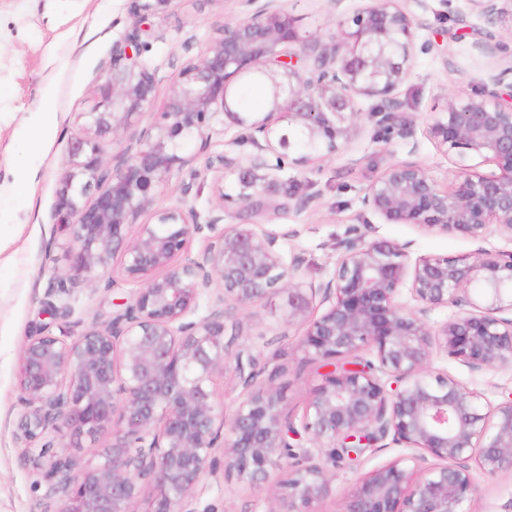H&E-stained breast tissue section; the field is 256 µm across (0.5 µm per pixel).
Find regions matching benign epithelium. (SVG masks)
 <instances>
[{
	"label": "benign epithelium",
	"mask_w": 512,
	"mask_h": 512,
	"mask_svg": "<svg viewBox=\"0 0 512 512\" xmlns=\"http://www.w3.org/2000/svg\"><path fill=\"white\" fill-rule=\"evenodd\" d=\"M137 28L112 47L82 134L71 143V167L58 191L59 225L68 231V268L53 277L45 308L65 322V301L120 259L122 278L139 285L129 303L70 340L44 329L22 346L17 384L18 429L43 467L53 512H139L142 488L157 495L149 512H195L193 492L206 471L261 488L280 463L281 512H318L334 495L331 463L353 462L387 439L414 450L362 477L340 512H467L476 491L469 462L485 473L512 471V400L483 407L455 378L432 374L442 350L472 371L512 364V250L483 249L455 258L405 261L406 245L348 240L333 278L315 286L298 279L301 260L282 261L279 236L259 223H225L224 177L243 165L262 175L239 197L259 212L279 191L283 159L325 160L357 136L359 97L387 134L405 135L396 91L408 74L417 31L426 23L399 0H362L329 41L305 39L283 0H242L246 16L224 23L222 37L172 77L159 116L146 127L159 67L142 60L148 43L139 25L176 0H130ZM487 22L502 21L500 0H473ZM512 66L489 76L476 95H448L431 133L463 164L442 187L420 163L397 161L367 189L364 202L390 224L473 240L490 227L512 239ZM256 79L267 92L263 112L243 109L236 85ZM247 132L252 151L186 152L208 139L213 121ZM126 145L103 166L100 142ZM475 164L470 165L468 161ZM492 162L498 172L476 167ZM212 175L217 203L155 208L153 201L182 172ZM205 247L184 258L193 239ZM408 289L413 304L401 301ZM214 295L197 318L199 299ZM283 300L285 323L303 326L298 349L327 368L303 414L313 448L295 449L297 433L280 393L254 387L240 354L225 340L226 321L262 301ZM448 304L465 310L439 328L429 313ZM323 312H317L318 307ZM370 348L376 362L355 361ZM235 360L247 391L231 415L211 389L216 371ZM394 379L389 393L377 373ZM119 416L112 444L98 461L74 471L68 440L96 436Z\"/></svg>",
	"instance_id": "benign-epithelium-1"
}]
</instances>
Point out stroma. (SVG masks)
Here are the masks:
<instances>
[{"instance_id":"stroma-1","label":"stroma","mask_w":512,"mask_h":512,"mask_svg":"<svg viewBox=\"0 0 512 512\" xmlns=\"http://www.w3.org/2000/svg\"><path fill=\"white\" fill-rule=\"evenodd\" d=\"M360 0H286L301 36L328 38L338 20L349 17ZM403 6L425 19L421 39H434L429 52L416 54L409 77L399 87L402 110L410 121L405 136H386L370 119L378 102L359 99L363 128L352 144L320 164L286 163L283 186L261 214L239 203L229 204L230 224L259 221L278 233L284 261L303 260V280L315 284L332 279L345 241L357 236L393 240L407 247L409 260L454 257L479 249L506 251L512 239L489 230L474 241L429 233L410 224H386L363 203L368 186L385 167L412 159L443 185L449 184L458 159L446 154L430 133L434 115L443 111L449 94L479 92L489 74L512 65V28L489 27L472 0H404ZM243 15L239 0H179L164 16L155 18L165 32L151 41L143 57L159 66L156 100L164 102L170 77L190 57L205 53L218 38L225 21ZM135 20L129 0H0V512H45V488L16 433L21 412L16 384L20 348L41 326L58 333L59 323H47L42 311L54 275L68 262L54 217L60 181L70 165V142L82 127L80 115L93 103L103 79V65L115 43L132 31ZM494 30L500 51L482 52L477 42ZM192 50H184L185 39ZM33 176V191L18 195L17 172ZM312 196L314 207L296 210L289 192ZM215 200L211 176L199 175L189 194H182L180 178H173L159 195V204L179 202L203 210ZM133 284L106 272L92 287L75 290L68 302L73 310L72 333L107 316L114 303L131 297ZM239 329H226L244 359L256 362L257 384L273 383L294 423H301L318 376L306 363L297 344L301 329L283 322L268 302L239 317ZM434 370L448 373L496 405L512 397V369L475 372L446 356L434 354ZM406 450L384 440L354 466L336 468V496L322 504V512H340L348 489L364 474L392 461ZM476 494L471 512H512V473H473ZM197 512H272L267 489L253 488L224 477L223 470L206 473L194 493Z\"/></svg>"}]
</instances>
